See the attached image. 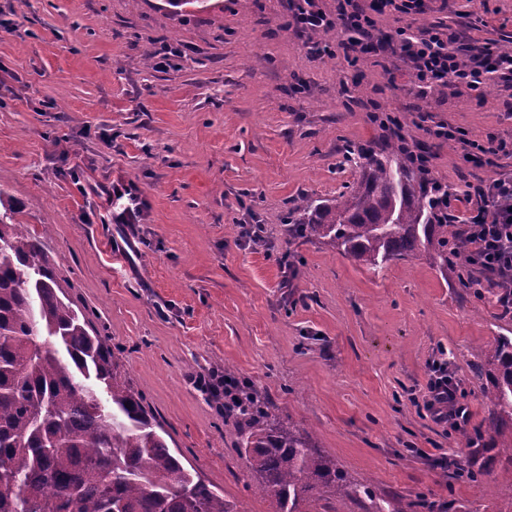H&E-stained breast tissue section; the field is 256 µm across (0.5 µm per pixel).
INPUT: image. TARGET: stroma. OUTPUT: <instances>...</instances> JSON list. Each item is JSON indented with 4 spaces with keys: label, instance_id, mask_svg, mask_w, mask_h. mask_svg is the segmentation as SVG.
I'll list each match as a JSON object with an SVG mask.
<instances>
[{
    "label": "stroma",
    "instance_id": "35a3bbf8",
    "mask_svg": "<svg viewBox=\"0 0 512 512\" xmlns=\"http://www.w3.org/2000/svg\"><path fill=\"white\" fill-rule=\"evenodd\" d=\"M289 0H211L173 13L164 0H0V191L13 221L41 233L74 307L111 336L121 369L175 453L246 512L256 494L225 421L196 386L233 370L310 431L348 477L376 494L428 495L453 512H512V420L474 442L493 407L472 373L481 350L512 336L494 295L461 287L428 257L377 272L317 241L292 238L301 198L332 200L352 181L345 144L382 143L378 112L429 148L456 189L487 178L459 144L428 138L442 121L469 138L512 142V87L451 84L415 97L397 54L349 65L318 55L287 24ZM421 15L377 16L381 34L433 24L512 41V0H426ZM180 48L166 70L161 47ZM145 201L138 255L113 241L105 188ZM253 213L260 243L240 239ZM296 276L282 287L283 265ZM450 363L472 418L448 433L413 397L434 360ZM456 467H437L441 455ZM484 472L458 477L457 467Z\"/></svg>",
    "mask_w": 512,
    "mask_h": 512
}]
</instances>
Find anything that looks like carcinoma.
Listing matches in <instances>:
<instances>
[{"label":"carcinoma","mask_w":512,"mask_h":512,"mask_svg":"<svg viewBox=\"0 0 512 512\" xmlns=\"http://www.w3.org/2000/svg\"><path fill=\"white\" fill-rule=\"evenodd\" d=\"M209 0H165L175 13ZM353 181L332 201L303 199L291 234L318 239L369 269L428 256L441 271L469 269L462 233L437 220L424 170L389 139L357 146ZM0 512H239L188 470L158 433L144 397L122 377L106 334L90 332L47 263L41 236L15 224L0 191ZM485 397L512 417V337L486 350ZM237 448L273 512L346 500L363 512H447L419 495L378 498L347 478L305 429L247 382L229 406Z\"/></svg>","instance_id":"obj_1"}]
</instances>
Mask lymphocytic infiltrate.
<instances>
[{
	"label": "lymphocytic infiltrate",
	"instance_id": "f902f5d3",
	"mask_svg": "<svg viewBox=\"0 0 512 512\" xmlns=\"http://www.w3.org/2000/svg\"><path fill=\"white\" fill-rule=\"evenodd\" d=\"M418 14L422 0H371L369 5L357 0H338L335 18L316 10L314 0H297L288 19L290 27L301 33L319 29H337L343 39L336 49L350 63L386 51L392 42H399L403 56L413 74L416 93L451 83L465 84L480 92L489 83H512V51L489 45L476 47L449 27L434 26L420 34L401 29L395 38H382L376 33V15L385 12ZM430 137L462 144V159L471 163L488 155L512 152V145L495 138L472 140L457 127L444 123L430 127ZM430 190L438 209L449 223L463 224L471 244L469 257L473 266L491 273L498 290L503 312H512V173L495 172L479 183L468 185L464 194L448 188L438 179H431ZM475 199L467 213H459L460 196ZM423 405L432 420L446 431L464 430L470 410L457 383L448 379L447 362L433 364L427 380Z\"/></svg>",
	"mask_w": 512,
	"mask_h": 512
}]
</instances>
